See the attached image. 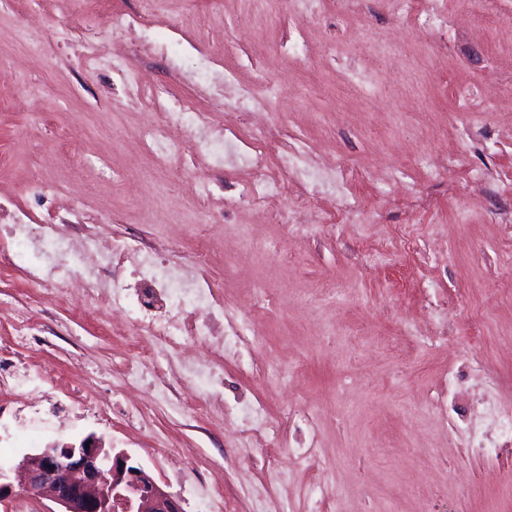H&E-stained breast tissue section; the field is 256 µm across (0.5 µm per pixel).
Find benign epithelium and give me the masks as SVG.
<instances>
[{"label":"benign epithelium","instance_id":"obj_1","mask_svg":"<svg viewBox=\"0 0 512 512\" xmlns=\"http://www.w3.org/2000/svg\"><path fill=\"white\" fill-rule=\"evenodd\" d=\"M9 471L17 487L49 493L61 512H184L180 499L148 471L92 434L77 445H52L25 455ZM5 478L0 468V499L16 487Z\"/></svg>","mask_w":512,"mask_h":512}]
</instances>
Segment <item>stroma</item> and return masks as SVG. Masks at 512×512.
Masks as SVG:
<instances>
[{
    "label": "stroma",
    "instance_id": "stroma-1",
    "mask_svg": "<svg viewBox=\"0 0 512 512\" xmlns=\"http://www.w3.org/2000/svg\"><path fill=\"white\" fill-rule=\"evenodd\" d=\"M137 0H89L82 37L111 44L131 68L173 98L199 90L180 80L210 47L218 70L257 84L274 55L286 115L276 140H301L304 154L361 158L367 172L349 180L347 200L376 205V224L346 221L299 231L240 209L224 215V188L250 180L238 165L215 166L187 151L180 168L162 166L144 130L159 110L129 103L123 77L89 66L77 42L63 40L64 0H40L23 20L0 9V196L32 223L73 215L87 231L121 248L156 244L213 285L224 315L248 324L237 354L161 341L128 310H89L79 288L34 292L24 266L0 267V344L15 337L12 311L36 317L35 343L17 349L19 373H37L43 397L0 393V466L53 444L95 434L127 453L181 499L184 512H402L433 504L448 512L452 485L468 512H512V472L467 460L450 443L460 415L480 392L449 393L448 370L476 353L512 389V251L502 223L512 218V106L496 99L489 72L512 74V28L464 23L432 32L375 4L371 15L339 11L326 0L317 17L280 14L269 25L238 0L198 11L173 0L155 42L113 29L110 16ZM402 46L372 56L367 76L381 86L363 100L347 92L363 26ZM305 41L309 62L288 47ZM186 52L180 62L170 43ZM67 144H60L62 130ZM447 163V179L435 167ZM55 185L34 197L35 180ZM186 207L207 200V224H148L144 212L167 193ZM110 223H95L99 210ZM148 350L144 376L127 364ZM212 376H189L186 357ZM433 402L441 411L419 414ZM265 421H251V408ZM316 434L322 462L340 494L317 491L315 471L292 445Z\"/></svg>",
    "mask_w": 512,
    "mask_h": 512
}]
</instances>
